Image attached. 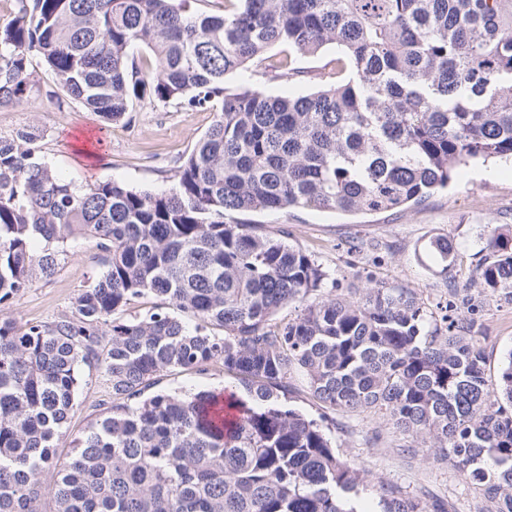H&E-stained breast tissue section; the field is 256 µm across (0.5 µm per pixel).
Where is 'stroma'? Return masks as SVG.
Here are the masks:
<instances>
[{"instance_id":"35a3bbf8","label":"stroma","mask_w":512,"mask_h":512,"mask_svg":"<svg viewBox=\"0 0 512 512\" xmlns=\"http://www.w3.org/2000/svg\"><path fill=\"white\" fill-rule=\"evenodd\" d=\"M335 56V46L329 45L318 54L300 57L299 67L308 73L301 81L284 74L271 77L253 64L230 83H246L272 95H302L319 88L318 75ZM51 84L49 75L39 74L27 100L0 108V135L37 129L44 160L78 185L115 180L136 189H170L178 166L214 121L209 111L155 102L137 106L131 119L106 125L79 103L60 104L48 98ZM248 219L273 233L287 230L289 244L321 264L329 281L335 282L337 296L355 301L363 288L383 282L411 289L435 313L475 321L484 337L487 373L498 376L505 353L512 349V302L482 294L475 273L488 255L489 232L512 239L511 163L460 167L446 189L409 207L368 213L291 208L252 213ZM436 237L450 238L458 247L456 264L445 271L427 249ZM102 270L103 255L95 241L71 243L56 274L35 280L26 292L0 304V317L21 328L54 320L70 312L80 290ZM82 378L59 440L64 449L86 432L103 395L96 371L83 370ZM230 384V378L214 369L202 374L171 372L161 377L158 387L188 394ZM293 404L322 424L339 455L361 470L364 512H376V488L382 483L424 502L445 500L449 512L485 508L482 495L447 464L435 462L427 449L406 453L410 438L386 417L334 413L314 405L303 392L295 394Z\"/></svg>"}]
</instances>
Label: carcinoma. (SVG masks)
Wrapping results in <instances>:
<instances>
[{
    "instance_id": "1",
    "label": "carcinoma",
    "mask_w": 512,
    "mask_h": 512,
    "mask_svg": "<svg viewBox=\"0 0 512 512\" xmlns=\"http://www.w3.org/2000/svg\"><path fill=\"white\" fill-rule=\"evenodd\" d=\"M17 2L0 25V107L31 90L37 57L65 99L107 121L145 101L215 120L160 192L78 187L35 130L0 136V303L52 277L79 237L108 254L70 314L0 319V512H43L46 497L49 512H360V469L288 403L295 373L321 407L385 415L491 512H512V350L493 383L480 337L410 289L319 297L327 273L287 230L225 220L411 206L461 165L512 161V0H224L222 14L190 0ZM276 45L288 53L266 61ZM326 45L339 55L322 78L336 81L317 91L227 86L251 61L304 77L298 58ZM486 246L479 285L511 301L512 246L494 232ZM430 252L444 271L456 261L446 237ZM145 298V314L124 316ZM290 305L300 314L277 318ZM83 365L106 394L63 453ZM217 366L250 400L153 391L164 371ZM378 497L381 512H448L391 487Z\"/></svg>"
}]
</instances>
